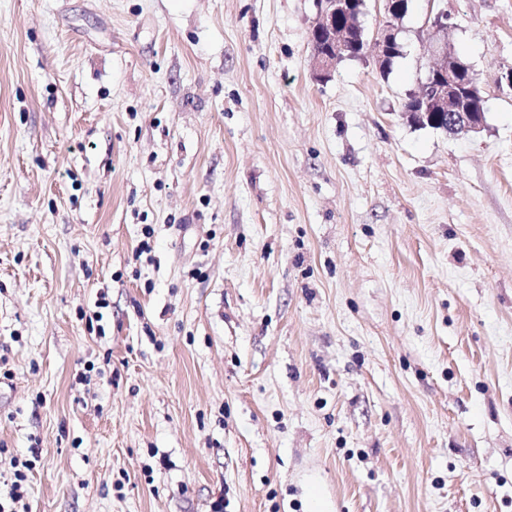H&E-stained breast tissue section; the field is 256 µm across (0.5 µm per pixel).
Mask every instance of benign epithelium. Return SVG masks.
<instances>
[{"instance_id": "obj_1", "label": "benign epithelium", "mask_w": 512, "mask_h": 512, "mask_svg": "<svg viewBox=\"0 0 512 512\" xmlns=\"http://www.w3.org/2000/svg\"><path fill=\"white\" fill-rule=\"evenodd\" d=\"M342 8L341 0H317L318 17L313 30L328 34L331 48L323 53L313 52L315 74L328 75L336 66L338 55L345 50V42L356 39L348 30H336V18ZM404 10L399 0H386V21L380 36L374 41L378 62L382 63L394 52V21ZM464 64L456 55L443 52L440 60L429 68L419 90L408 95L405 105L420 106L424 111L407 112L405 117L412 123L422 122L434 113H445L448 127L459 133L477 132L484 124L483 113L475 111L470 99L482 97L478 80L473 71H468V81L461 83Z\"/></svg>"}]
</instances>
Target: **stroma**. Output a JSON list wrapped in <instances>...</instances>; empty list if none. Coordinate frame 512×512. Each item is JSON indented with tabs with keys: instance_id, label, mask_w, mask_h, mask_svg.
I'll use <instances>...</instances> for the list:
<instances>
[{
	"instance_id": "stroma-1",
	"label": "stroma",
	"mask_w": 512,
	"mask_h": 512,
	"mask_svg": "<svg viewBox=\"0 0 512 512\" xmlns=\"http://www.w3.org/2000/svg\"><path fill=\"white\" fill-rule=\"evenodd\" d=\"M316 20L0 0L12 512H512V0H409L386 68L366 0L322 79ZM444 45L479 132L402 113Z\"/></svg>"
}]
</instances>
